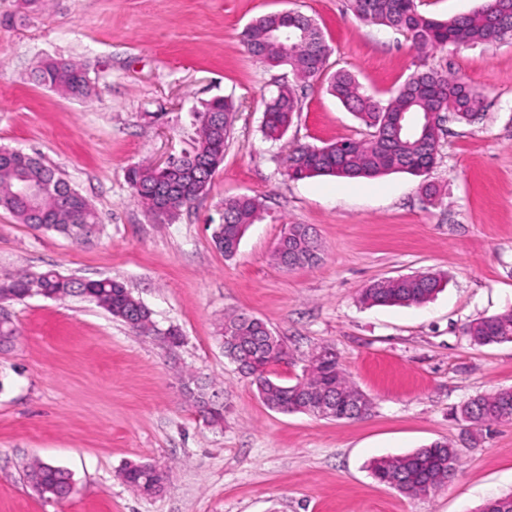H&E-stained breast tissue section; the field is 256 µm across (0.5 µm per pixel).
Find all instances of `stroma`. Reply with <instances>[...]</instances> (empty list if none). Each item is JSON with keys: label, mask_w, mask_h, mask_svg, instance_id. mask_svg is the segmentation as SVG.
Here are the masks:
<instances>
[{"label": "stroma", "mask_w": 512, "mask_h": 512, "mask_svg": "<svg viewBox=\"0 0 512 512\" xmlns=\"http://www.w3.org/2000/svg\"><path fill=\"white\" fill-rule=\"evenodd\" d=\"M297 10L332 48L330 70L353 72L387 98L422 67L451 72L486 98L479 123L445 125L426 199L418 177L289 179L297 144L360 139L367 128L327 90L298 87L302 110L276 142L263 100L292 83L288 67L255 61L241 33L255 18ZM45 57L89 62L93 92L64 96L33 76ZM239 106L224 162L206 193L169 223L150 215L128 168L180 154L201 102ZM59 169L97 211L87 245L19 224L0 208V276L53 269L122 281L151 311L146 337L96 305L38 296L14 304L21 336L0 353V512H477L512 494V424L467 426L469 398L512 388V342L471 343L473 319L512 307V38L450 44L419 57L403 32L353 17L346 0H0V148ZM264 210L232 258L211 242L226 199ZM289 224L319 236L323 259L279 267ZM447 277L421 306H367L369 282L415 272ZM263 319L286 343L285 381L312 352L333 351L373 402L367 417L323 420L268 409L224 355L225 313ZM177 329L182 341L162 337ZM224 394V423L203 422L188 377ZM436 440L461 459L457 477L424 497L378 483L370 463ZM39 458L68 469L73 490L46 499L27 484ZM131 462L165 468L144 497L120 476Z\"/></svg>", "instance_id": "1"}]
</instances>
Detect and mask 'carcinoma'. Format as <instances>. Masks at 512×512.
Wrapping results in <instances>:
<instances>
[{"label": "carcinoma", "instance_id": "obj_1", "mask_svg": "<svg viewBox=\"0 0 512 512\" xmlns=\"http://www.w3.org/2000/svg\"><path fill=\"white\" fill-rule=\"evenodd\" d=\"M348 11L357 19L405 32L419 55L426 57L450 43L492 44L512 36V0H482L474 10L441 21L423 13L417 0H347ZM249 55L269 66L290 67L295 77L308 81L320 77L327 67L331 48L315 21L299 11L269 13L257 18L243 32ZM39 83L73 97L90 91L88 65L68 58H44L35 69ZM329 92L365 125L370 133L363 140L348 139L317 151L297 146L286 158V172L293 180L315 176L344 178L377 177L407 173L428 174L435 163L444 129L443 117L459 122L481 119L483 93L450 72L432 68L410 74L384 101L370 97L356 76L347 71L332 75ZM301 111L299 99L289 86H282L265 102L262 132L271 141L280 140ZM238 106L231 97L207 101L195 111L187 131L190 149L174 168L163 174L152 165L133 167L128 180L148 212L165 208L162 221L202 196L214 172L224 161V147L233 131ZM0 207L34 231L61 234L77 244L88 241L98 230V215L88 199L73 188L53 167L41 159L16 150L0 148ZM257 195H242L224 201L222 223L213 225L211 240L224 256H232L249 226L262 214ZM300 259L309 267L321 260L315 231L309 237L284 236L275 260L289 264ZM446 281L429 271L407 277L375 281L362 289L360 301L369 306H418L443 290ZM32 296L51 300L79 298L95 304L144 334L153 326L150 310L112 278L76 280L56 270L25 271L0 278V298L13 305ZM465 333L477 345L500 344L512 337V308L491 317L472 320ZM270 330L260 319L246 314L224 316L219 337L233 336L237 344L224 348L238 372L248 378L263 401L282 413L301 411L314 391H325L334 400L336 420H359L371 413L372 401L363 397L340 367L336 355L314 368L304 367L292 383L278 378L272 366L288 358L281 339L270 343ZM20 336L15 320L0 315V346L10 350L11 337ZM196 412L208 424L224 422V397L206 392L199 383L186 384ZM473 427L512 422V388L477 395L459 411ZM456 449L435 441L410 454L372 461L374 478L399 479L396 487L408 496H426L450 483L460 470ZM25 477L43 498H63L72 490L71 474L41 459L32 460ZM123 481L142 495L160 493L167 480L165 470L146 462L129 463L121 472Z\"/></svg>", "mask_w": 512, "mask_h": 512}]
</instances>
